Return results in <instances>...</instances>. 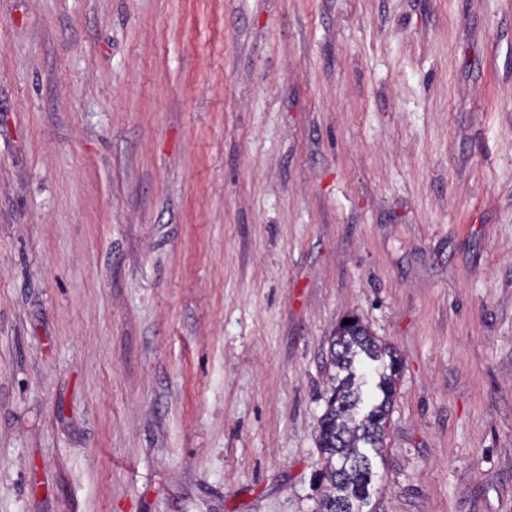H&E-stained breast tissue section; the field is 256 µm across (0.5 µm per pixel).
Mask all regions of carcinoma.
<instances>
[{"instance_id": "cac0c4a2", "label": "carcinoma", "mask_w": 512, "mask_h": 512, "mask_svg": "<svg viewBox=\"0 0 512 512\" xmlns=\"http://www.w3.org/2000/svg\"><path fill=\"white\" fill-rule=\"evenodd\" d=\"M328 364L329 397L315 435L325 459L317 474L319 512H348L352 503L371 497V455L384 448L399 359L353 316L333 332Z\"/></svg>"}]
</instances>
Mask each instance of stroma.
<instances>
[{
  "instance_id": "35a3bbf8",
  "label": "stroma",
  "mask_w": 512,
  "mask_h": 512,
  "mask_svg": "<svg viewBox=\"0 0 512 512\" xmlns=\"http://www.w3.org/2000/svg\"><path fill=\"white\" fill-rule=\"evenodd\" d=\"M350 314L512 512V0H0V512H318Z\"/></svg>"
}]
</instances>
